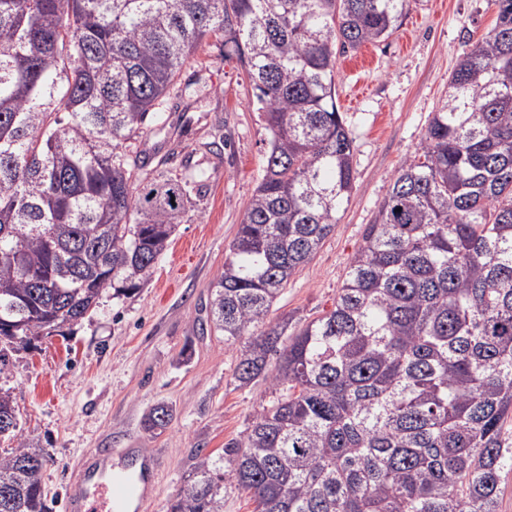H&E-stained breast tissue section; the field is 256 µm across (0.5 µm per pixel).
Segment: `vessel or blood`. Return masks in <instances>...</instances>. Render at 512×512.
I'll list each match as a JSON object with an SVG mask.
<instances>
[{"label": "vessel or blood", "instance_id": "obj_1", "mask_svg": "<svg viewBox=\"0 0 512 512\" xmlns=\"http://www.w3.org/2000/svg\"><path fill=\"white\" fill-rule=\"evenodd\" d=\"M157 476L141 449L100 448L74 469L65 486V512H144Z\"/></svg>", "mask_w": 512, "mask_h": 512}]
</instances>
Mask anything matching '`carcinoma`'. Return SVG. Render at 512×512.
<instances>
[{
	"instance_id": "obj_1",
	"label": "carcinoma",
	"mask_w": 512,
	"mask_h": 512,
	"mask_svg": "<svg viewBox=\"0 0 512 512\" xmlns=\"http://www.w3.org/2000/svg\"><path fill=\"white\" fill-rule=\"evenodd\" d=\"M411 0H0V371L5 351L148 281L205 168L148 178L186 59L223 37L268 133L210 315L234 379L269 383L251 428L200 454L169 512H497L512 472V0L448 79L332 309L288 336L273 303L353 188L336 60L389 38ZM172 410L149 412L151 429ZM0 512H51L48 455L0 391Z\"/></svg>"
}]
</instances>
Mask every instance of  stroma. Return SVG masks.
Instances as JSON below:
<instances>
[{
    "instance_id": "obj_1",
    "label": "stroma",
    "mask_w": 512,
    "mask_h": 512,
    "mask_svg": "<svg viewBox=\"0 0 512 512\" xmlns=\"http://www.w3.org/2000/svg\"><path fill=\"white\" fill-rule=\"evenodd\" d=\"M496 17L491 0H412L390 38L338 56V106L353 140L357 180L334 231L274 304L272 322L287 321L294 331L331 308L367 224L444 101L449 75L468 42L487 34ZM359 82L370 92L349 106ZM177 84L186 93L166 98L164 128L139 138L132 151L152 166L167 159L172 177L187 160L205 158L208 179L189 199L149 281L128 297L104 294L66 336L10 353L0 373L23 438L50 455L43 481L52 512H64L69 468L96 448L154 452L160 471L149 512H168L197 452L217 453L243 437L271 398L262 380L237 387L239 349L214 331L209 315L211 284L262 174L266 131L247 75L236 56L225 54L223 40H207ZM214 141L220 150L212 154L205 146ZM159 403L170 406L172 418L151 432L144 421Z\"/></svg>"
}]
</instances>
